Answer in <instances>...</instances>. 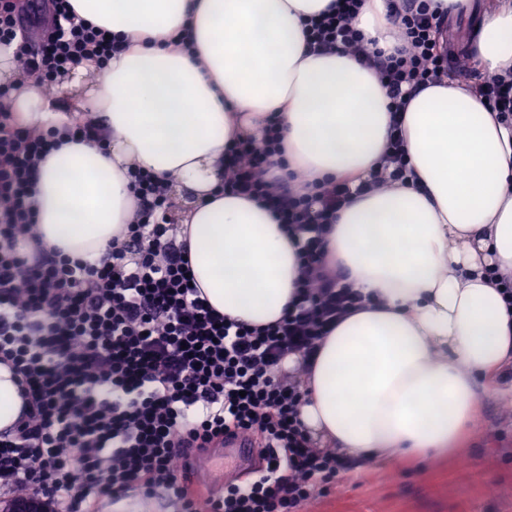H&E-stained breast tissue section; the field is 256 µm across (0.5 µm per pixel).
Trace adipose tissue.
I'll return each instance as SVG.
<instances>
[{
	"label": "adipose tissue",
	"instance_id": "ef3b65f1",
	"mask_svg": "<svg viewBox=\"0 0 512 512\" xmlns=\"http://www.w3.org/2000/svg\"><path fill=\"white\" fill-rule=\"evenodd\" d=\"M130 47L106 66L83 62L48 96L14 75L0 84L17 121L42 131L97 118L95 140L71 137L39 167L32 205L46 247L98 259L126 225L139 168L190 189L178 233L194 279L231 319L282 318L300 274L299 244L270 208L224 192V155L276 117L281 160L299 188L327 180L354 193L327 235L328 259L365 298L325 337L304 378L300 418L319 445L394 461L456 450L475 398L512 366V130L476 92L444 80L404 112L412 183L360 191L389 174V99L352 56L314 53L303 21L330 0H70ZM358 26L377 48L397 43L385 0H364ZM190 29L192 48L174 43ZM466 51L487 75L512 69V0L472 31Z\"/></svg>",
	"mask_w": 512,
	"mask_h": 512
}]
</instances>
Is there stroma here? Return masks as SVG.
I'll use <instances>...</instances> for the list:
<instances>
[{
    "instance_id": "stroma-1",
    "label": "stroma",
    "mask_w": 512,
    "mask_h": 512,
    "mask_svg": "<svg viewBox=\"0 0 512 512\" xmlns=\"http://www.w3.org/2000/svg\"><path fill=\"white\" fill-rule=\"evenodd\" d=\"M477 406L479 422L457 451L429 460L357 461L302 512H512V386L482 392ZM259 465L255 458L237 466L216 447L200 454L189 478L207 489L210 469L232 466L241 483Z\"/></svg>"
}]
</instances>
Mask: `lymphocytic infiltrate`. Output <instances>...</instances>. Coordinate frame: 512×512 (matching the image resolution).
<instances>
[{"label":"lymphocytic infiltrate","instance_id":"lymphocytic-infiltrate-1","mask_svg":"<svg viewBox=\"0 0 512 512\" xmlns=\"http://www.w3.org/2000/svg\"><path fill=\"white\" fill-rule=\"evenodd\" d=\"M53 27L30 48L18 0H0V46L13 48L26 76L50 89L95 57L122 53L124 40L78 17L69 0H46ZM362 0H336L308 19L317 51L349 52L373 70L392 108L389 176L407 171L402 115L409 101L442 79L467 75L443 34L434 0H388L397 29L392 51L367 50L357 26ZM482 102L512 128V73L485 76ZM56 143L0 113V364L23 400L20 417L0 430V496L40 492L53 512H93L102 500L136 491L166 494L174 512H299L354 461L316 448L299 419L298 382L323 339L363 298L326 262L325 238L351 192L338 182L303 193L272 171L276 125L262 140L230 150L224 186L269 203L301 233L296 300L277 323L254 327L212 308L193 285L186 243L161 220L173 202L151 173L130 171L136 208L122 238L95 261L46 250L30 198L38 167ZM300 357L294 374L283 364ZM247 434L260 473L227 485L206 504L186 485L182 461Z\"/></svg>","mask_w":512,"mask_h":512}]
</instances>
